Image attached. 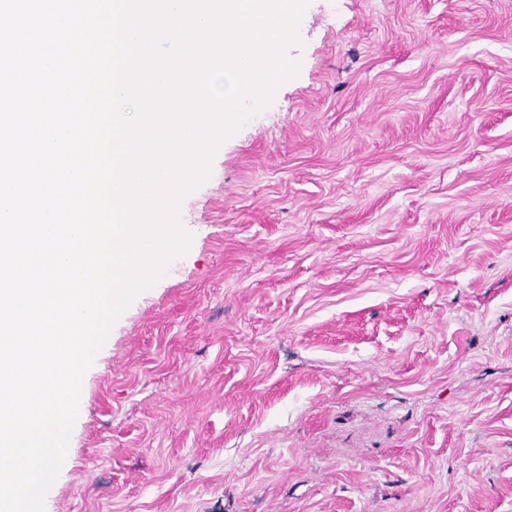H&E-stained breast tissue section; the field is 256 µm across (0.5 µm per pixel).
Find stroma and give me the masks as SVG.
Listing matches in <instances>:
<instances>
[{
	"instance_id": "1",
	"label": "stroma",
	"mask_w": 512,
	"mask_h": 512,
	"mask_svg": "<svg viewBox=\"0 0 512 512\" xmlns=\"http://www.w3.org/2000/svg\"><path fill=\"white\" fill-rule=\"evenodd\" d=\"M298 37L44 512H512V0H311Z\"/></svg>"
}]
</instances>
